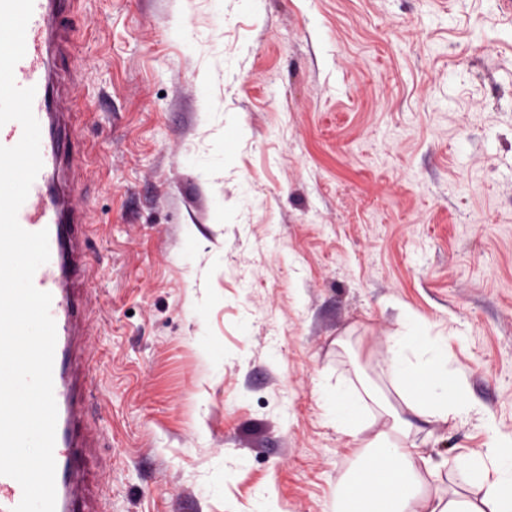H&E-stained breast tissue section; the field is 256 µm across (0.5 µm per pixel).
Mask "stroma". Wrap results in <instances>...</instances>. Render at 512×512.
<instances>
[{
  "mask_svg": "<svg viewBox=\"0 0 512 512\" xmlns=\"http://www.w3.org/2000/svg\"><path fill=\"white\" fill-rule=\"evenodd\" d=\"M213 10L71 9L62 91L101 304L90 475L112 467L107 512H252L260 493L274 512H327L385 409H405L386 360L410 318L447 337L467 408L400 444L441 471L426 495L470 496L448 469L512 438V22L497 0ZM182 25L222 56L188 50ZM228 112L250 135L200 174ZM200 303L224 344L206 382ZM340 378L379 413L356 437L317 395ZM218 454L237 472L220 499L202 490Z\"/></svg>",
  "mask_w": 512,
  "mask_h": 512,
  "instance_id": "1",
  "label": "stroma"
}]
</instances>
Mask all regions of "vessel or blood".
Returning a JSON list of instances; mask_svg holds the SVG:
<instances>
[{
  "label": "vessel or blood",
  "mask_w": 512,
  "mask_h": 512,
  "mask_svg": "<svg viewBox=\"0 0 512 512\" xmlns=\"http://www.w3.org/2000/svg\"><path fill=\"white\" fill-rule=\"evenodd\" d=\"M73 2L34 0L26 53L14 68L18 86L36 89L33 113L40 125L43 162L17 219L27 231L49 233L50 259L37 269L33 283L51 294L50 315L56 326V512H96L85 478L87 458L99 445V435L89 421L93 366L88 323L99 299L80 286L76 275L84 257L88 219L76 203L74 143L67 132L57 81V63L70 53V36L61 18ZM21 499L20 484L0 475V512H12Z\"/></svg>",
  "instance_id": "vessel-or-blood-1"
}]
</instances>
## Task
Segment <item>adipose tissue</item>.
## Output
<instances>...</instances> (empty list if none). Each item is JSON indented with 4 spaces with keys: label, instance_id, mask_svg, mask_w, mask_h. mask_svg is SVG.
Instances as JSON below:
<instances>
[{
    "label": "adipose tissue",
    "instance_id": "adipose-tissue-1",
    "mask_svg": "<svg viewBox=\"0 0 512 512\" xmlns=\"http://www.w3.org/2000/svg\"><path fill=\"white\" fill-rule=\"evenodd\" d=\"M249 134L247 126L234 114L224 116V137L211 143L195 158L199 172L227 165L236 142ZM387 365L406 392L407 418L402 429L417 423H449L464 404L454 388L455 376L448 365L446 337L423 321L411 320L391 337ZM320 400L337 428L356 436L366 430L370 414L361 397L344 382L323 387ZM372 455L347 485L346 512H512V448L497 451L493 464L483 457L463 459L456 472L460 479L480 492L477 501L454 498L430 500L420 490L417 467L431 468L423 451L395 447L389 434L377 436Z\"/></svg>",
    "mask_w": 512,
    "mask_h": 512
}]
</instances>
